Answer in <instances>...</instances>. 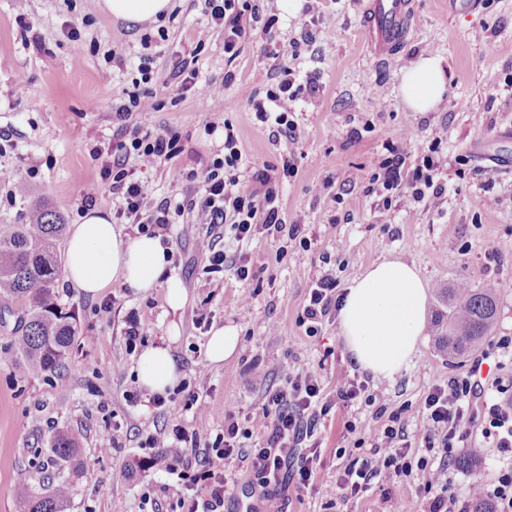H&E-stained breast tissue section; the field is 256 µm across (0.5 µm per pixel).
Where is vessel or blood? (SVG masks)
I'll list each match as a JSON object with an SVG mask.
<instances>
[{"label":"vessel or blood","instance_id":"1","mask_svg":"<svg viewBox=\"0 0 512 512\" xmlns=\"http://www.w3.org/2000/svg\"><path fill=\"white\" fill-rule=\"evenodd\" d=\"M414 16L413 0H362V26L374 61L394 56L407 43Z\"/></svg>","mask_w":512,"mask_h":512}]
</instances>
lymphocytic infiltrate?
<instances>
[{"instance_id": "lymphocytic-infiltrate-1", "label": "lymphocytic infiltrate", "mask_w": 512, "mask_h": 512, "mask_svg": "<svg viewBox=\"0 0 512 512\" xmlns=\"http://www.w3.org/2000/svg\"><path fill=\"white\" fill-rule=\"evenodd\" d=\"M204 14L213 27L224 32V55L235 59L254 26L272 31L275 17H263L251 0H204ZM275 83L265 99H252L256 118L273 123L278 131L291 132L295 122L288 117V103L304 91L288 67H280ZM179 135L174 130L152 131L133 127L127 140L112 146L109 163L112 181L109 191L118 200L114 217L123 224L136 225L139 233L156 236L166 231L176 217L192 213L195 223L210 228L229 226L237 241L252 239L257 227L277 232L287 231L298 237L301 227L288 224L279 205L278 184L268 172H242L243 157L232 125L224 127V150L215 154L203 171H188L186 179L197 190L181 201H156L150 196L145 181L129 168V158H136L143 168L179 156ZM403 144L389 146L379 164L385 189L403 188L410 203L430 196L439 197L448 190L442 179L445 161L436 147L421 153L415 165H407ZM342 296L336 293V279L327 272H318L309 290L301 315L309 334L319 328L333 312L339 310ZM483 359H471L464 374L449 377L446 383L432 385L417 414L416 431L432 457L416 455L408 441L407 426L398 415H391L382 434L359 437L355 443L358 456L349 458L340 467L329 493L349 500L367 492L373 480L388 473L402 478L420 472L427 499L423 512H471L472 497L489 500L495 512H512V398L506 385L489 387L482 375ZM330 403L323 396L317 373L306 371L290 377L287 386L267 389L259 411L249 416V429L229 423L211 447H200L181 429L158 430L149 434L144 445L149 448L150 467L181 470L190 485L205 488L203 498L187 501L185 512H216L224 504V462L240 456L248 462L252 477L263 495L299 488L309 484L313 466L320 457L314 434ZM481 419V436L496 448L502 461L492 481L472 484L469 497L462 498L452 489L459 448L464 447L467 427ZM261 438L258 447L243 443L247 433Z\"/></svg>"}]
</instances>
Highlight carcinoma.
<instances>
[{"label":"carcinoma","instance_id":"1","mask_svg":"<svg viewBox=\"0 0 512 512\" xmlns=\"http://www.w3.org/2000/svg\"><path fill=\"white\" fill-rule=\"evenodd\" d=\"M65 224L60 215L36 205L26 224H0V298L19 302L24 310L21 334L14 339L12 360L31 374L60 368L78 333L76 323L57 307L61 261L55 243ZM497 289L474 287L466 279L437 291L433 332L440 352L450 360L479 348L494 323ZM78 434L61 432L51 445L56 461L67 463L79 449ZM14 512H63L71 484L63 475L33 490L25 473L17 475Z\"/></svg>","mask_w":512,"mask_h":512}]
</instances>
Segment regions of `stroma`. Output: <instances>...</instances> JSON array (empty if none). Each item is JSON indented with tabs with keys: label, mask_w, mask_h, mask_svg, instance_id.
Listing matches in <instances>:
<instances>
[{
	"label": "stroma",
	"mask_w": 512,
	"mask_h": 512,
	"mask_svg": "<svg viewBox=\"0 0 512 512\" xmlns=\"http://www.w3.org/2000/svg\"><path fill=\"white\" fill-rule=\"evenodd\" d=\"M100 0H0V52L11 57L0 68V224H22L31 204L42 201L75 224L85 207L77 195L84 184L100 185L95 209L112 213V195L104 178L112 145L123 128L142 125L174 129L183 153L143 172L156 199L181 200L192 189L184 170H201L224 146L223 122L238 136L252 171L272 170L279 181L280 205L289 223L303 227L310 246L287 233H262L247 242L232 234L218 247L235 263L258 271L239 280L233 267L223 287H213L203 271L200 242L205 225L191 214L178 217L167 237L172 266L188 293L182 311L166 316L165 290L145 293L115 284L98 298L86 297L66 282L58 284V306L72 318L78 334L60 371L30 377L17 372L12 343L18 326L17 305L0 299V512H12L15 478L27 472L31 484L60 472L74 481L64 512H181L187 484L180 472L148 465L141 443L149 433L180 426L196 433L200 445L213 443L228 422L246 426L266 389L282 387L289 376L317 372L332 408L317 425L320 458L312 483L289 489L285 512H421L423 480L384 474L356 501L330 500L327 491L343 464L342 452H354L350 426L381 433L385 421L376 406H347L336 387L356 373L337 321L323 323L310 336L300 323L317 270L336 275L339 290L373 264L398 259L414 265L426 290L468 279L473 286L493 282L498 289L494 329L481 346L489 379L512 380V361L501 357L500 337L512 336V0H481L479 10L452 16L446 0H415L413 30L407 44L388 63L370 61L356 0H320L317 14L307 10L280 14L278 0H261L277 14L279 38L300 43L298 58L280 62L269 53L261 30H253L235 60L224 56V34L211 29L201 0H170L162 25L167 39L153 49L151 79L138 71L143 52L141 29L114 19ZM77 26L79 39L68 36ZM429 54L447 60L446 92L432 111L410 109L401 93L403 64ZM194 58L199 82L234 80L224 90L227 112L193 91L179 92L171 71L178 58ZM288 65L300 83H314L288 108L294 135L259 122L249 102L265 92L280 65ZM26 93L17 96V84ZM140 90L160 101L157 111L120 118L117 107ZM404 141L410 155L439 142L448 164V191L438 199L407 204L401 194L370 190L384 146ZM478 144L487 160L470 154ZM295 166L282 170L284 160ZM391 207H384V198ZM253 292L250 310L240 304ZM211 324L239 329L236 352L221 366L206 358ZM144 312L146 345L161 343L170 323L180 336L172 345L177 386L206 398L209 411L198 416L185 407V394L155 406L152 400L129 403L138 390V351L127 348L124 329L130 311ZM467 359L448 360L423 330L411 362L390 380H369L382 393L389 411L414 421L434 384L463 373ZM81 433L75 459L59 465L51 453L59 432ZM114 433L110 453L97 450L101 433ZM494 451L463 448L453 476L456 494L467 495L478 479H491ZM226 487L220 512H242L261 499L243 459L224 463Z\"/></svg>",
	"instance_id": "obj_1"
}]
</instances>
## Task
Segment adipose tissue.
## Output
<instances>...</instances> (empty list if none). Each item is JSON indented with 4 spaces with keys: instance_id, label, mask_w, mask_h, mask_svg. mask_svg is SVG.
<instances>
[{
    "instance_id": "1",
    "label": "adipose tissue",
    "mask_w": 512,
    "mask_h": 512,
    "mask_svg": "<svg viewBox=\"0 0 512 512\" xmlns=\"http://www.w3.org/2000/svg\"><path fill=\"white\" fill-rule=\"evenodd\" d=\"M115 19L138 24L166 13L170 0H103ZM446 90L444 58L432 54L405 68L401 92L416 112L434 109ZM170 249L161 238L139 235L121 240L107 215L86 211L67 240V283L94 297L112 283L141 293L166 283L171 311L183 309L187 293L172 268ZM426 292L416 269L400 261L374 265L348 286L338 313L347 352L361 370L390 380L407 366L424 326ZM170 340L145 348L137 363L138 382L148 394L164 393L177 379L170 342L177 324L168 328Z\"/></svg>"
}]
</instances>
